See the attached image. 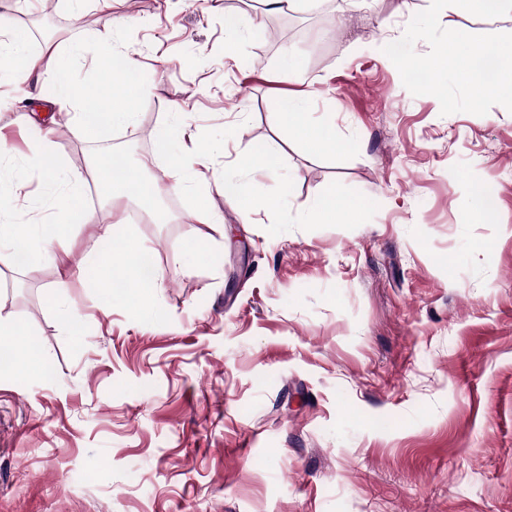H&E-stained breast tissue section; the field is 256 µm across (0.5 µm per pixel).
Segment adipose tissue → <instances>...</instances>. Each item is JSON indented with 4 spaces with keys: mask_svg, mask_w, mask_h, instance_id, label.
Here are the masks:
<instances>
[{
    "mask_svg": "<svg viewBox=\"0 0 512 512\" xmlns=\"http://www.w3.org/2000/svg\"><path fill=\"white\" fill-rule=\"evenodd\" d=\"M102 58L110 66L116 61H123L131 74L130 79L119 84L110 81L96 88L73 83L56 58L40 63L30 48L27 33L0 19V69H19L25 77L34 78L36 83L50 84L54 104L73 114L75 128L82 134L101 127L136 125L137 101L146 91L143 83L134 77L138 62L131 53L118 52L108 45ZM276 118L280 126L297 131L316 150L326 152L340 147L331 126L311 122L308 98L281 100L277 105ZM42 167L44 190L52 196L56 215L35 222L20 209L1 213L0 260L11 262L20 258L29 261L39 254L48 260H56V249L61 246L67 227L87 224L92 220L91 212L81 206L75 192L76 187L83 185L84 174L78 171L60 173L57 163L49 161L43 162ZM96 169L103 187L108 190V201H133L146 207L160 196L157 182L147 181L135 170L111 171L109 157H101ZM119 256L127 281L140 294L146 295L158 288L160 275L155 272V264L144 246L136 240H128Z\"/></svg>",
    "mask_w": 512,
    "mask_h": 512,
    "instance_id": "obj_1",
    "label": "adipose tissue"
}]
</instances>
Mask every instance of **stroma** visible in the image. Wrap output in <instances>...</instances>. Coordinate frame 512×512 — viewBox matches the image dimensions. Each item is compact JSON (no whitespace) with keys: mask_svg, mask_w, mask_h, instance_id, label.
I'll return each instance as SVG.
<instances>
[{"mask_svg":"<svg viewBox=\"0 0 512 512\" xmlns=\"http://www.w3.org/2000/svg\"><path fill=\"white\" fill-rule=\"evenodd\" d=\"M45 1L0 13L33 50H60L76 83L104 82V41L130 50L148 91L140 123L78 137L0 74L21 184L0 208L49 210L26 113L56 121L63 168L90 174L111 151L167 186L169 219L117 227L93 197L64 262H0V344L38 352L0 372V512H512V112L444 115L403 86L383 48L431 0H300L282 15L266 0H85L78 24ZM281 17L293 32L275 43ZM439 22L512 33V15L457 6ZM299 95L343 149L278 126L277 100ZM176 104L181 152L165 158L156 128ZM203 142L196 189L177 188L181 153ZM253 152L275 168L249 173L260 204L246 219L223 183ZM479 183L496 207L462 223ZM326 188L365 210L307 223ZM203 197L222 225L196 219ZM127 236L163 286L144 312H105L80 269ZM61 280L63 305L47 293Z\"/></svg>","mask_w":512,"mask_h":512,"instance_id":"1","label":"stroma"}]
</instances>
